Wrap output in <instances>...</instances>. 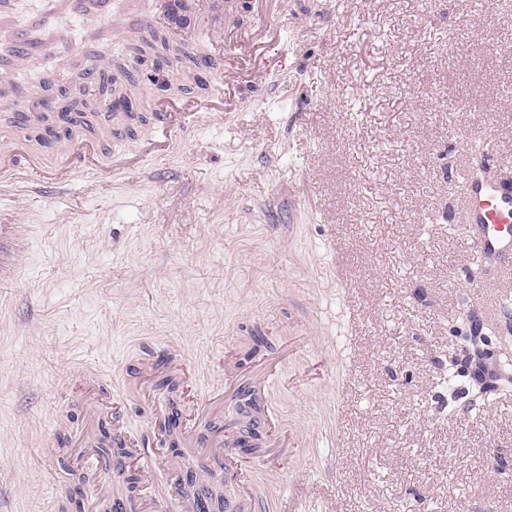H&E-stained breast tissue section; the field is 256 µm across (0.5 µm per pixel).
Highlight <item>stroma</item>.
Masks as SVG:
<instances>
[{
    "label": "stroma",
    "mask_w": 512,
    "mask_h": 512,
    "mask_svg": "<svg viewBox=\"0 0 512 512\" xmlns=\"http://www.w3.org/2000/svg\"><path fill=\"white\" fill-rule=\"evenodd\" d=\"M202 1L159 33L208 51ZM206 1L266 33L215 56L223 111L139 167L0 183V512H92L129 475L148 512L138 464L86 484V449L159 447L174 406L185 479L267 379L264 451L224 447L235 512H512V287L462 234L466 172L512 180V0ZM54 24L65 79L139 36ZM475 322L493 393L451 362Z\"/></svg>",
    "instance_id": "obj_1"
}]
</instances>
